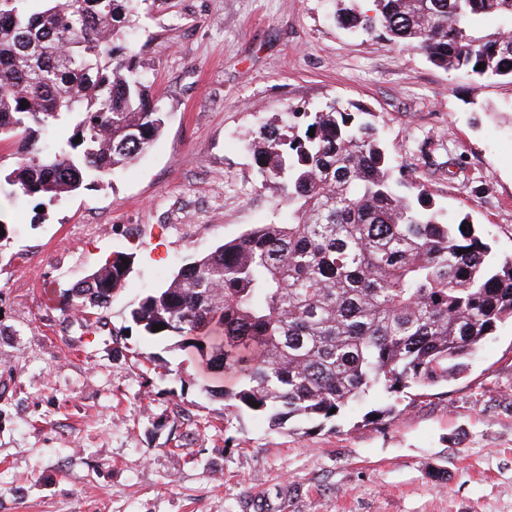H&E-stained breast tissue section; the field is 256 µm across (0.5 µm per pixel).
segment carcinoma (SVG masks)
Here are the masks:
<instances>
[{
  "label": "carcinoma",
  "mask_w": 512,
  "mask_h": 512,
  "mask_svg": "<svg viewBox=\"0 0 512 512\" xmlns=\"http://www.w3.org/2000/svg\"><path fill=\"white\" fill-rule=\"evenodd\" d=\"M372 2L374 15L343 8L336 23L446 70L512 78V0ZM135 14V0H0V140L22 154L0 169L7 201L58 202L157 139L165 113L127 41ZM491 15L503 26L488 32ZM363 113L335 102L263 127L255 164L285 220L195 258L131 311L147 335L238 375L224 396L275 425L451 375L512 319V256L490 258L469 216L445 215L425 188L400 194L405 175ZM128 259L112 253L75 287L83 313L108 307Z\"/></svg>",
  "instance_id": "obj_1"
}]
</instances>
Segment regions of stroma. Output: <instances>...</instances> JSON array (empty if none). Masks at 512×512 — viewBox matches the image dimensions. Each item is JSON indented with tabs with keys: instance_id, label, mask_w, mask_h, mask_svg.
I'll use <instances>...</instances> for the list:
<instances>
[{
	"instance_id": "obj_1",
	"label": "stroma",
	"mask_w": 512,
	"mask_h": 512,
	"mask_svg": "<svg viewBox=\"0 0 512 512\" xmlns=\"http://www.w3.org/2000/svg\"><path fill=\"white\" fill-rule=\"evenodd\" d=\"M138 60L168 114L110 180L0 208V512H512V321L461 370L275 426L130 311L199 254L288 204L247 144L332 101L373 112L393 166L512 255V79L433 66L338 26L332 0H137ZM108 309L76 284L113 252ZM379 410L380 418L369 415ZM130 255L116 251L112 258L97 271L88 275L86 280L75 287V293L80 299L78 308L85 314H97L108 308L116 290L122 288L130 273ZM128 260L129 266H126Z\"/></svg>"
}]
</instances>
